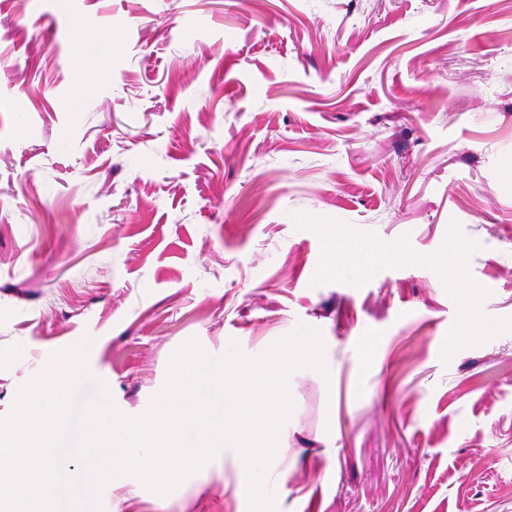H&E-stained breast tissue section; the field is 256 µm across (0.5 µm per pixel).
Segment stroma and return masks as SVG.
<instances>
[{
	"label": "stroma",
	"instance_id": "obj_1",
	"mask_svg": "<svg viewBox=\"0 0 512 512\" xmlns=\"http://www.w3.org/2000/svg\"><path fill=\"white\" fill-rule=\"evenodd\" d=\"M300 324L275 512H512V0H0V419ZM101 512L250 509L228 458Z\"/></svg>",
	"mask_w": 512,
	"mask_h": 512
}]
</instances>
